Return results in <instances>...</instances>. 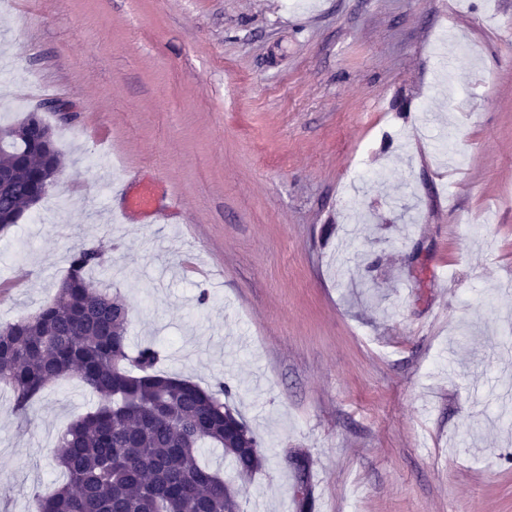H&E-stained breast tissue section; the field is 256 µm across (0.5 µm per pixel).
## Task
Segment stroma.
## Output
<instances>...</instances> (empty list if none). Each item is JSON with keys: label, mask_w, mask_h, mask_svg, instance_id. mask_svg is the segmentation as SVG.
I'll use <instances>...</instances> for the list:
<instances>
[{"label": "stroma", "mask_w": 512, "mask_h": 512, "mask_svg": "<svg viewBox=\"0 0 512 512\" xmlns=\"http://www.w3.org/2000/svg\"><path fill=\"white\" fill-rule=\"evenodd\" d=\"M2 72L7 122L50 87L75 119L45 113L64 168L0 228V325L104 244L131 349L257 438L244 512H512V0H0ZM11 401L28 512L94 398Z\"/></svg>", "instance_id": "obj_1"}]
</instances>
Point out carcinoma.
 I'll list each match as a JSON object with an SVG mask.
<instances>
[{
  "instance_id": "cac0c4a2",
  "label": "carcinoma",
  "mask_w": 512,
  "mask_h": 512,
  "mask_svg": "<svg viewBox=\"0 0 512 512\" xmlns=\"http://www.w3.org/2000/svg\"><path fill=\"white\" fill-rule=\"evenodd\" d=\"M60 152L32 119L0 124V227L15 223L28 194L51 180ZM102 247L71 254L53 300L0 328V384L27 414L52 380L74 374L97 405L76 417L53 450L66 481L32 496L29 512H241L240 490L200 461L220 448L242 480L265 459L238 413L215 393L159 374L151 347L131 354L129 309L86 272Z\"/></svg>"
}]
</instances>
